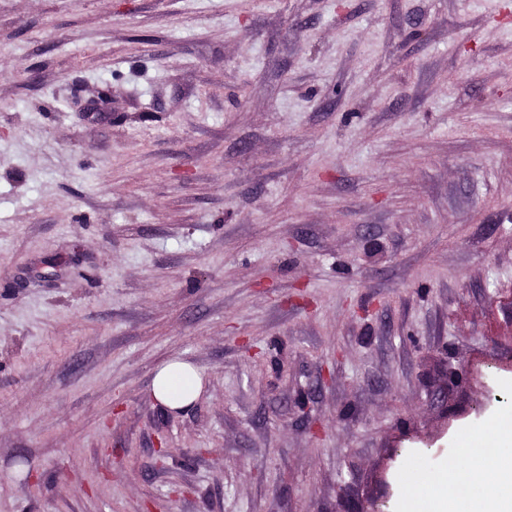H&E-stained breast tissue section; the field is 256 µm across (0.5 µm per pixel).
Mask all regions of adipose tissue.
<instances>
[{
  "mask_svg": "<svg viewBox=\"0 0 512 512\" xmlns=\"http://www.w3.org/2000/svg\"><path fill=\"white\" fill-rule=\"evenodd\" d=\"M151 390L161 405L179 412L200 398L204 378L192 364L171 360L157 368ZM493 429V456L472 449L470 468L442 471L430 489L409 494L404 512H512V425L497 423Z\"/></svg>",
  "mask_w": 512,
  "mask_h": 512,
  "instance_id": "1",
  "label": "adipose tissue"
}]
</instances>
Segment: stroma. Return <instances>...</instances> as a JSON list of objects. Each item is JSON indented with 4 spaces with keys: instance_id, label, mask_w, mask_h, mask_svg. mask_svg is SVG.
<instances>
[{
    "instance_id": "obj_1",
    "label": "stroma",
    "mask_w": 512,
    "mask_h": 512,
    "mask_svg": "<svg viewBox=\"0 0 512 512\" xmlns=\"http://www.w3.org/2000/svg\"><path fill=\"white\" fill-rule=\"evenodd\" d=\"M497 420L512 0H0V512H402ZM152 395L171 412H179L194 404L204 390V378L192 364L170 360L157 368L152 384Z\"/></svg>"
}]
</instances>
